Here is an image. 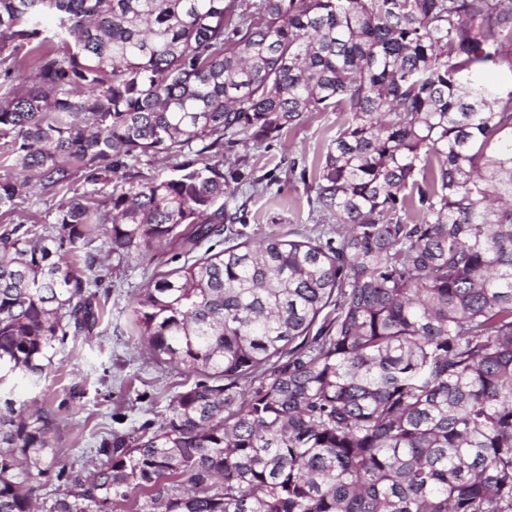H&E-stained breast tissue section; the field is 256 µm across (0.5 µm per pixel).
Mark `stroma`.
<instances>
[{"mask_svg":"<svg viewBox=\"0 0 512 512\" xmlns=\"http://www.w3.org/2000/svg\"><path fill=\"white\" fill-rule=\"evenodd\" d=\"M345 119L341 112H315L276 139L225 148V166L240 173L223 199L225 210L237 217V230L259 241L289 232L314 237L329 228V220L315 210L313 180L302 179L290 166L310 165ZM58 201L56 195L33 190L14 211L0 212V228L52 223ZM178 264L175 249L166 246L143 256L110 257L98 288L108 301L92 333L68 338L39 388L16 382V402H33L55 413V446L62 463L91 461L109 433L160 420L166 396L194 383V376L158 364L139 350L132 332L139 289L152 274Z\"/></svg>","mask_w":512,"mask_h":512,"instance_id":"35a3bbf8","label":"stroma"}]
</instances>
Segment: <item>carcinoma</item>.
I'll use <instances>...</instances> for the list:
<instances>
[{
	"label": "carcinoma",
	"mask_w": 512,
	"mask_h": 512,
	"mask_svg": "<svg viewBox=\"0 0 512 512\" xmlns=\"http://www.w3.org/2000/svg\"><path fill=\"white\" fill-rule=\"evenodd\" d=\"M489 64L512 72V0H0V211L73 192L0 234V386L95 326L101 229L120 259L186 255L133 326L201 376L86 475L57 469L51 411L4 399L0 512H37L54 469L51 512H512V90ZM309 112L347 114L311 164L336 227L228 231L224 143ZM185 157H165L164 155H159L155 158L142 157L139 162H130V164H135L136 168L140 170L145 175H154V174H166L168 173L172 166L176 163L184 161ZM62 194L63 192L58 195L46 194L37 188L33 189L28 196L17 200V207L13 212L0 211V233L4 226L18 223L52 224ZM58 470L51 471L48 475L40 477L34 483L35 494L38 497L39 512H50V508L57 496L70 489L65 478H57Z\"/></svg>",
	"instance_id": "obj_1"
}]
</instances>
